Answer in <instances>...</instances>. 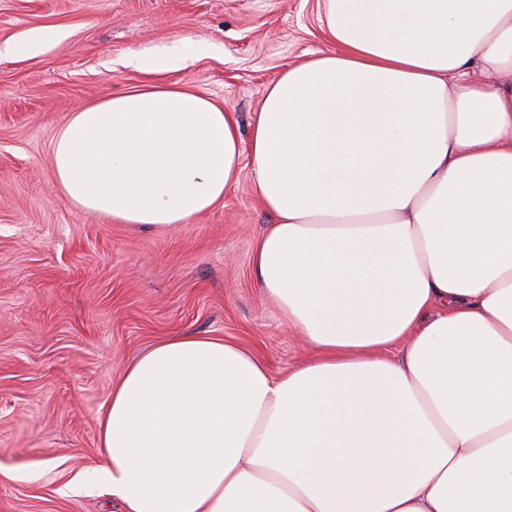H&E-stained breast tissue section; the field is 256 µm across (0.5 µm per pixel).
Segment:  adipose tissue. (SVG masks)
<instances>
[{
    "mask_svg": "<svg viewBox=\"0 0 512 512\" xmlns=\"http://www.w3.org/2000/svg\"><path fill=\"white\" fill-rule=\"evenodd\" d=\"M321 23L249 142L178 82L56 133L64 196L140 229L215 208L250 154L255 278L315 352L279 375L213 336L140 355L86 474L122 512H512V0H323Z\"/></svg>",
    "mask_w": 512,
    "mask_h": 512,
    "instance_id": "ef3b65f1",
    "label": "adipose tissue"
}]
</instances>
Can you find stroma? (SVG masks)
<instances>
[{
  "mask_svg": "<svg viewBox=\"0 0 512 512\" xmlns=\"http://www.w3.org/2000/svg\"><path fill=\"white\" fill-rule=\"evenodd\" d=\"M63 36L0 58V512H118L73 478L100 460L98 422L126 366L169 336H216L272 373L310 358L255 282L270 215L250 169L193 223L142 230L86 213L51 167L80 104L164 79L222 104L249 136L266 89L329 43L319 0H0V47L32 30ZM205 45L157 75L130 54Z\"/></svg>",
  "mask_w": 512,
  "mask_h": 512,
  "instance_id": "obj_1",
  "label": "stroma"
}]
</instances>
